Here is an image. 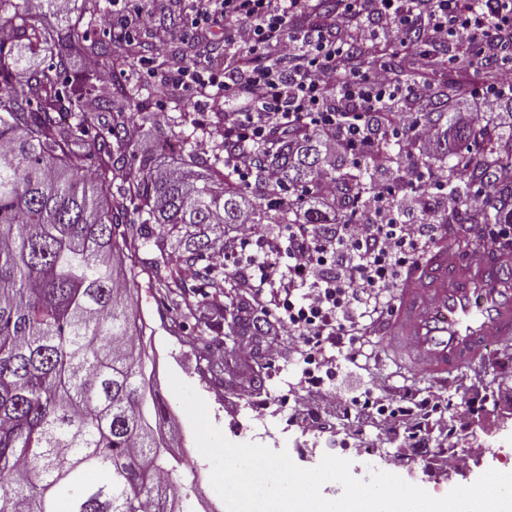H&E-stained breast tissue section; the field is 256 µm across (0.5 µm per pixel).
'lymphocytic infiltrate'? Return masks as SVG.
Here are the masks:
<instances>
[{
    "label": "lymphocytic infiltrate",
    "mask_w": 512,
    "mask_h": 512,
    "mask_svg": "<svg viewBox=\"0 0 512 512\" xmlns=\"http://www.w3.org/2000/svg\"><path fill=\"white\" fill-rule=\"evenodd\" d=\"M178 2L195 30L222 29L224 46L206 43L190 64L168 72L165 83L203 102H231L222 118L224 142L236 147L228 155L235 177L279 187L280 168L269 159L254 162L251 150L290 131L313 133L326 143L325 174L309 193L335 212L336 223L289 224L275 238L261 235L248 215L225 229L212 244L213 255L245 260L237 287L224 291L225 306L248 300L266 325L267 363L300 365L305 387L294 407L318 431L340 428L358 439L372 428L384 444L406 436L416 453L439 449L440 467L465 466V456L454 450L448 414L433 397L395 385L365 400L355 414L344 406L362 389L366 334L388 310L406 269L441 237L439 225L425 222V215L437 205L451 214L481 212L493 187L460 198L448 189L447 167L420 164L400 188L366 179L345 195L331 171L338 155L362 144L382 165L434 149L435 126L415 120L402 132L394 119L399 104L436 95L429 46L452 42L471 60L497 62L494 81L477 90L479 111L465 119L467 126L488 127L489 116L512 96V69L499 64L512 57V0H341L327 21L311 0ZM370 15L393 29L400 45L422 47L419 78H403L382 63L367 70L355 58L357 48L381 53L362 30V18ZM399 190L411 195V209L396 206ZM339 360L346 380L335 389L324 379Z\"/></svg>",
    "instance_id": "1"
}]
</instances>
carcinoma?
Returning a JSON list of instances; mask_svg holds the SVG:
<instances>
[{"label": "carcinoma", "mask_w": 512, "mask_h": 512, "mask_svg": "<svg viewBox=\"0 0 512 512\" xmlns=\"http://www.w3.org/2000/svg\"><path fill=\"white\" fill-rule=\"evenodd\" d=\"M0 32L25 34L51 59L17 90L19 58L0 43V512H174L179 494L153 428L165 406L147 376L135 278L118 266L125 253H152L174 311L258 345L243 307L218 303L202 315L181 275L198 265L203 284L224 295L208 254L225 225L240 223L245 197L223 167L224 143L203 157L176 135L180 151L162 168L137 155L93 75L66 76L77 56L111 64L112 44L35 26L14 0H0ZM462 135L494 143L468 175L449 165L448 184L462 198L484 183L497 191L483 213L463 210L451 223L512 224V182L497 178L512 161V126ZM276 153L290 187L305 190L322 172L311 134L298 153L279 139ZM294 207L304 223H323L311 200ZM251 209L256 224L289 221L275 189ZM205 361L216 381L240 378L220 357Z\"/></svg>", "instance_id": "carcinoma-1"}]
</instances>
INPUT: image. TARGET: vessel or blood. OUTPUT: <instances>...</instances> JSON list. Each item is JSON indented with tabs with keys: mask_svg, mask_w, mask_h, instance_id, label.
I'll return each instance as SVG.
<instances>
[{
	"mask_svg": "<svg viewBox=\"0 0 512 512\" xmlns=\"http://www.w3.org/2000/svg\"><path fill=\"white\" fill-rule=\"evenodd\" d=\"M431 383L492 362L512 348V258L497 249L449 257L439 240L403 276L396 304L374 327Z\"/></svg>",
	"mask_w": 512,
	"mask_h": 512,
	"instance_id": "b4317fda",
	"label": "vessel or blood"
}]
</instances>
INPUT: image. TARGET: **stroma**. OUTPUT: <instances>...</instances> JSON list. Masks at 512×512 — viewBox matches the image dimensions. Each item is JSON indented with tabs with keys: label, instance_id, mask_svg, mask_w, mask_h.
I'll use <instances>...</instances> for the list:
<instances>
[{
	"label": "stroma",
	"instance_id": "1",
	"mask_svg": "<svg viewBox=\"0 0 512 512\" xmlns=\"http://www.w3.org/2000/svg\"><path fill=\"white\" fill-rule=\"evenodd\" d=\"M135 0H71L66 20L79 35L95 40H113L115 32L126 30L137 45L139 54L135 62H128L124 50H117L111 69L97 86L112 92L131 86L138 87L140 95L122 100L128 120L139 123L143 139L137 144L138 153H145L148 145L157 144L172 134L183 135L189 144L201 141L216 145L223 139L216 129L217 118L203 104L197 103L183 91H170L164 85L166 69L184 65V48L191 41L185 19L177 13L167 12L160 18H140L133 11ZM164 45L163 63L147 70L145 61L153 57L156 45ZM149 121H142V114ZM139 273L134 299L136 309L146 325L144 341L150 355H161L162 363L155 371L163 383L159 391L166 403L168 419L163 431L169 441V453L182 457L186 449L194 447L195 439L189 419L173 394L166 378L176 374L191 385L206 401L211 422L234 443L250 442L254 433L262 430L261 421L247 415V403L259 402L266 396L292 393L301 387L300 372L291 364H280L264 373V385L253 389L246 384L225 387L223 397H215L216 383L204 373L200 357L201 346H210L214 352H226L231 363H238L239 353L233 352L232 341L224 333L196 326L186 320L190 335L198 343L192 347L180 346L171 332V314L163 308L162 297L154 287V274L146 269L143 258H133ZM374 360L365 375L370 386L406 384L431 391L451 400L448 421L459 429V448L474 449L475 454L458 471L439 469L434 459L420 458L405 445L395 443L379 445L365 441L363 452L351 455L350 472L358 479L366 478L369 469H378L399 475L409 483L427 492L444 495L457 486L474 483L487 470L512 471V365L489 366L476 371L475 376L485 388L473 404L461 403V379L449 380L447 386L434 387L414 368H402L385 358L381 341H374ZM293 462L303 468H312L319 457L326 454L329 441L304 425L290 427L281 441ZM202 476L180 484L185 512H210L220 498L210 483L211 465L207 459L199 461Z\"/></svg>",
	"mask_w": 512,
	"mask_h": 512
}]
</instances>
